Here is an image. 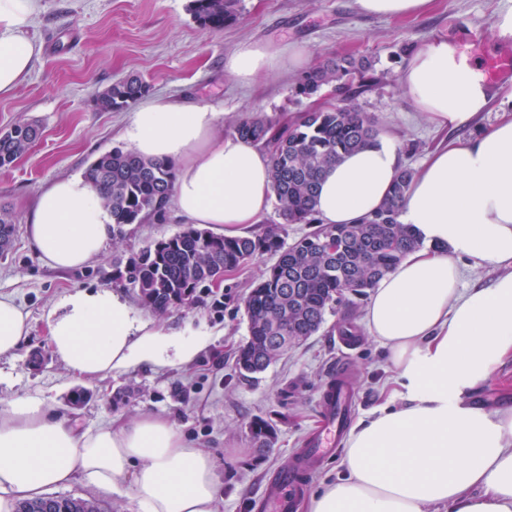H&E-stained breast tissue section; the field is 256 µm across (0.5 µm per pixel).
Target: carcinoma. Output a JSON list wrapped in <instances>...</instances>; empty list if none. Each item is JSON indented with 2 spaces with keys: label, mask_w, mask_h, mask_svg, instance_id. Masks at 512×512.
I'll use <instances>...</instances> for the list:
<instances>
[{
  "label": "carcinoma",
  "mask_w": 512,
  "mask_h": 512,
  "mask_svg": "<svg viewBox=\"0 0 512 512\" xmlns=\"http://www.w3.org/2000/svg\"><path fill=\"white\" fill-rule=\"evenodd\" d=\"M241 0H190L188 10L203 27L219 30L237 18ZM379 84L374 61L366 56L327 57L301 75L294 98H311L324 87L336 92L332 105L311 106L292 121L266 115L239 120L240 138L262 145L271 160V184L281 222L259 235L226 237L193 227L157 242L127 259L125 272L141 302L164 313L193 302L197 290L223 279L246 261L270 254L266 266L244 300L249 337L237 356L239 374L248 379L282 356L284 344L316 333L328 310L365 296L411 251L423 246L411 224L400 221L413 170L402 167L383 206L357 224L319 229L290 246L284 234L290 224H316L318 190L326 168L345 155L373 145L380 135L374 115L363 111L361 98ZM140 76L125 77L99 93L96 106L105 112L125 110L148 94ZM40 137L32 123L0 132V167H9L28 153ZM112 218V237L125 226L163 218L172 203V166L132 150L114 148L85 170ZM336 237L343 250L328 252L322 242ZM260 447L270 444L271 426L258 421L250 428ZM17 512H102L82 498L47 497L23 502Z\"/></svg>",
  "instance_id": "1"
}]
</instances>
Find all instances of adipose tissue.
<instances>
[{
	"label": "adipose tissue",
	"mask_w": 512,
	"mask_h": 512,
	"mask_svg": "<svg viewBox=\"0 0 512 512\" xmlns=\"http://www.w3.org/2000/svg\"><path fill=\"white\" fill-rule=\"evenodd\" d=\"M36 8L37 0H0V98L14 94L41 53L27 34ZM307 61L299 45L245 43L224 69L250 83ZM400 82L439 127L469 125L493 98L444 38L410 57ZM124 136L138 154L174 166L173 201L185 223L235 237L272 207L267 151L225 133L224 115L212 107L159 99L135 112ZM400 167L401 150L386 135L346 156L323 177L320 223L372 214ZM401 220L425 245L377 283L365 311L389 354L390 398L352 428L343 475L311 494L307 512H512V406L488 410L467 400L512 358V114L434 150L413 174ZM111 230L95 190L76 177L43 189L27 215L30 241L56 269L99 257ZM465 266L493 269L489 285L462 288ZM28 331V313L0 295V357L14 355ZM47 339L80 379L187 364L207 344L144 321L107 289L67 295L47 318ZM78 479L104 492L127 488L138 512H219L222 500L212 453L166 418L83 430L35 394L0 407V512Z\"/></svg>",
	"instance_id": "adipose-tissue-1"
}]
</instances>
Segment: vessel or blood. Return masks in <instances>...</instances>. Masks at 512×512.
<instances>
[{
	"mask_svg": "<svg viewBox=\"0 0 512 512\" xmlns=\"http://www.w3.org/2000/svg\"><path fill=\"white\" fill-rule=\"evenodd\" d=\"M479 67L490 83L512 80V46H504L493 58L481 61ZM351 392L345 369H337L323 387L317 434L299 449L287 468L272 474L269 490L259 504L261 512H294L306 477L321 457L336 447L351 422Z\"/></svg>",
	"mask_w": 512,
	"mask_h": 512,
	"instance_id": "b4317fda",
	"label": "vessel or blood"
}]
</instances>
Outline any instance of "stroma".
<instances>
[{
	"label": "stroma",
	"mask_w": 512,
	"mask_h": 512,
	"mask_svg": "<svg viewBox=\"0 0 512 512\" xmlns=\"http://www.w3.org/2000/svg\"><path fill=\"white\" fill-rule=\"evenodd\" d=\"M187 5L188 0H38L29 34L41 43L42 54L14 96L0 99V131L22 122L42 128L24 157L0 168V212H8L16 224L11 249L0 255V293L28 312L30 324L16 354L0 357V401L35 393L92 430L116 417L164 416L214 454L224 484L220 512H258L268 476L285 468L301 438L314 430L322 389L338 364L352 370L354 418L387 399L392 371L385 349L366 327V299H355L348 312L327 311L317 333L246 380L236 367V350L248 339L244 299L272 263L271 255L225 274L220 288L204 293L202 302L160 314L141 303L114 262L182 232L175 212L161 222L128 225L125 236L109 240L98 259L59 271L46 266L30 244L28 211L53 181L83 174L100 154L121 146L119 134L131 110L103 112L94 99L128 75L150 83V98L191 100L229 117L309 107V100H289L296 74L245 85L225 73V57L247 41L302 45L313 64L325 55L374 59L386 79L365 96L363 107L377 118L382 133L400 143L405 166L417 167L441 144L467 138L494 123L498 113L511 112L512 81L494 85L491 109L475 123L439 129L404 96L400 76L406 60L399 48L409 43L418 51L438 37L457 42L463 24L474 46L494 55L502 40L492 24L504 3L432 0L426 12L398 18L362 14L354 0H242L238 19L221 30L202 27ZM104 288L122 293L139 316L156 325L206 330L209 348L187 366L74 377L48 353L46 313L71 292ZM76 389L91 395L79 409L69 403ZM258 419L274 428L270 447H257L251 438L250 426Z\"/></svg>",
	"instance_id": "35a3bbf8"
}]
</instances>
